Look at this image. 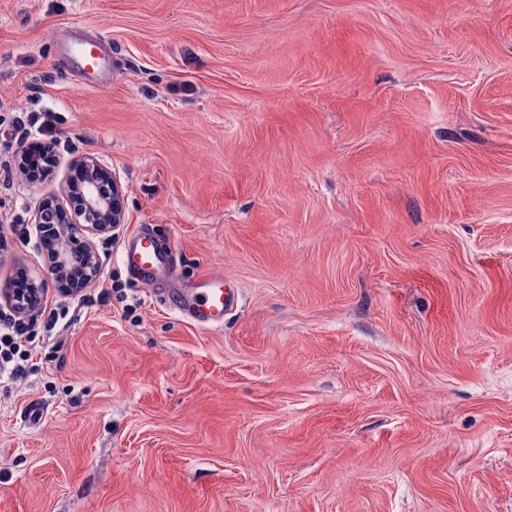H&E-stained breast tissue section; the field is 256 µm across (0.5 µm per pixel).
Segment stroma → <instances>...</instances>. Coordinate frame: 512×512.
<instances>
[{"label":"stroma","mask_w":512,"mask_h":512,"mask_svg":"<svg viewBox=\"0 0 512 512\" xmlns=\"http://www.w3.org/2000/svg\"><path fill=\"white\" fill-rule=\"evenodd\" d=\"M79 38L93 89L57 60ZM85 154L128 222L65 295L33 214ZM142 232L180 285L223 277V327L127 268ZM21 269L65 317L0 387V512H512V0H0Z\"/></svg>","instance_id":"obj_1"}]
</instances>
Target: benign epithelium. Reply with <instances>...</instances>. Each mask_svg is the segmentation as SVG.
Masks as SVG:
<instances>
[{
  "mask_svg": "<svg viewBox=\"0 0 512 512\" xmlns=\"http://www.w3.org/2000/svg\"><path fill=\"white\" fill-rule=\"evenodd\" d=\"M73 166L80 170L81 179L64 189L68 206L45 203L34 217L45 230L47 273L71 295L102 273L93 238L126 223L123 187L112 168L92 155L76 160ZM0 296L25 312L39 309L43 301L37 286L18 292L5 289Z\"/></svg>",
  "mask_w": 512,
  "mask_h": 512,
  "instance_id": "obj_1",
  "label": "benign epithelium"
}]
</instances>
